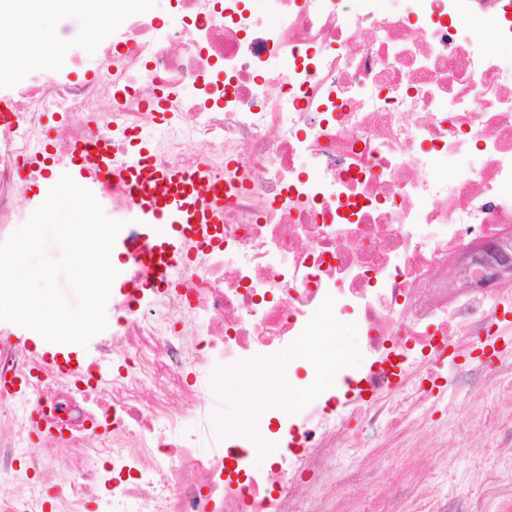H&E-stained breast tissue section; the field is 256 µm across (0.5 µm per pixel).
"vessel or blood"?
Segmentation results:
<instances>
[{"label":"vessel or blood","mask_w":512,"mask_h":512,"mask_svg":"<svg viewBox=\"0 0 512 512\" xmlns=\"http://www.w3.org/2000/svg\"><path fill=\"white\" fill-rule=\"evenodd\" d=\"M68 166L72 179L80 186L99 193L110 179L123 180L133 205L140 210L146 226L161 228L164 237L154 247V257L168 261L182 258L187 238L201 241L215 239L224 203L223 188L213 190L209 199H200L195 191L198 181L206 179V169H159L149 158L147 147L117 160L108 153L104 142L96 146L83 145L76 149ZM17 340H32L39 346L40 358L48 364H58L65 344L50 343L42 337H27L24 327H16Z\"/></svg>","instance_id":"vessel-or-blood-1"}]
</instances>
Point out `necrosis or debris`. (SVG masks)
Segmentation results:
<instances>
[{
  "instance_id": "1",
  "label": "necrosis or debris",
  "mask_w": 512,
  "mask_h": 512,
  "mask_svg": "<svg viewBox=\"0 0 512 512\" xmlns=\"http://www.w3.org/2000/svg\"><path fill=\"white\" fill-rule=\"evenodd\" d=\"M259 2L170 0L175 28L157 0H102L84 81L0 53V228L28 206L44 112L58 161L103 136L127 154L134 132L154 166L206 167L199 196L224 184L219 243L163 282L135 265L141 297L110 300L104 373L0 343V512H512V280L473 261L448 286L462 249L512 237V0ZM160 101L181 118L159 133ZM336 309L356 349L310 358L287 407L256 392L250 432L227 434L214 363L292 362ZM492 387L476 491L449 497L448 442L471 429L448 405ZM394 440L412 473L388 486Z\"/></svg>"
}]
</instances>
